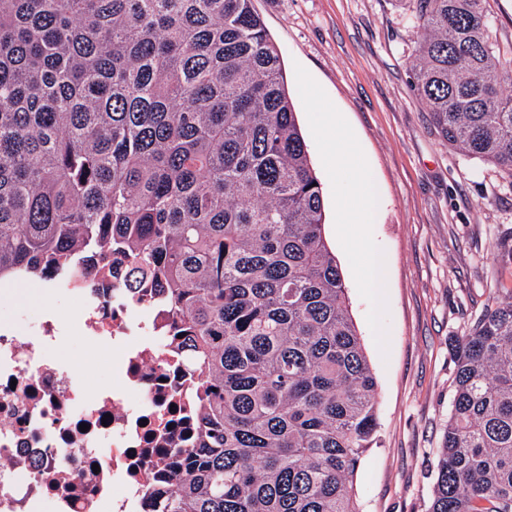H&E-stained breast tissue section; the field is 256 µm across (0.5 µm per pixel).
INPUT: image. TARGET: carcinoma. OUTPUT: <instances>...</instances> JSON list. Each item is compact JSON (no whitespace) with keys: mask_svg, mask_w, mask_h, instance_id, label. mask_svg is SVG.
<instances>
[{"mask_svg":"<svg viewBox=\"0 0 512 512\" xmlns=\"http://www.w3.org/2000/svg\"><path fill=\"white\" fill-rule=\"evenodd\" d=\"M412 88L512 177L486 0H413ZM252 0H0V280L162 292L202 378L161 512H358L376 380ZM429 512H512V291L454 344Z\"/></svg>","mask_w":512,"mask_h":512,"instance_id":"1","label":"carcinoma"}]
</instances>
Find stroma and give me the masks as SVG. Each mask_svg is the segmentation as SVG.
Masks as SVG:
<instances>
[{
	"label": "stroma",
	"mask_w": 512,
	"mask_h": 512,
	"mask_svg": "<svg viewBox=\"0 0 512 512\" xmlns=\"http://www.w3.org/2000/svg\"><path fill=\"white\" fill-rule=\"evenodd\" d=\"M278 47L288 93L322 188L325 235L378 385L377 440L353 480L359 512H428L453 393L451 349L498 292L512 289V178L448 147L410 84L417 24L406 0H254ZM489 36L512 58V0H487ZM353 145L354 167L336 172ZM368 204L339 217L356 177ZM369 245L381 282L355 257ZM0 318L79 308L40 282L11 284ZM86 339L63 348L85 363L93 393L112 379V354L86 362Z\"/></svg>",
	"instance_id": "35a3bbf8"
}]
</instances>
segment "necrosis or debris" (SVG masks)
<instances>
[{
  "label": "necrosis or debris",
  "mask_w": 512,
  "mask_h": 512,
  "mask_svg": "<svg viewBox=\"0 0 512 512\" xmlns=\"http://www.w3.org/2000/svg\"><path fill=\"white\" fill-rule=\"evenodd\" d=\"M81 294L82 336L112 350V383L85 395L55 355L54 312L0 320V512H158L171 448L195 433L198 378L170 345L158 296L131 302L120 282Z\"/></svg>",
  "instance_id": "4bbe7bcc"
}]
</instances>
